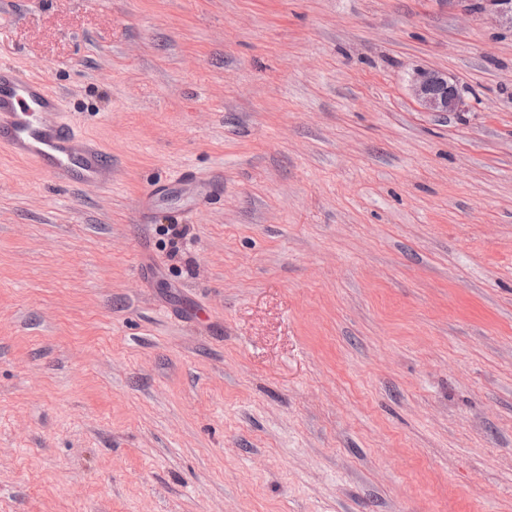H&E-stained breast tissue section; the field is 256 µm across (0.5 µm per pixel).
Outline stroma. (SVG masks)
Returning <instances> with one entry per match:
<instances>
[{"instance_id": "stroma-1", "label": "stroma", "mask_w": 512, "mask_h": 512, "mask_svg": "<svg viewBox=\"0 0 512 512\" xmlns=\"http://www.w3.org/2000/svg\"><path fill=\"white\" fill-rule=\"evenodd\" d=\"M0 61L112 153L62 190L0 150V512H512V29L480 0H0ZM412 96L425 112H457L464 103L463 91L448 74L418 69L410 79Z\"/></svg>"}]
</instances>
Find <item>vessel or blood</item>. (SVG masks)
<instances>
[{"label": "vessel or blood", "instance_id": "1", "mask_svg": "<svg viewBox=\"0 0 512 512\" xmlns=\"http://www.w3.org/2000/svg\"><path fill=\"white\" fill-rule=\"evenodd\" d=\"M0 146L66 187L112 183V155L81 137L45 78L0 63Z\"/></svg>", "mask_w": 512, "mask_h": 512}]
</instances>
